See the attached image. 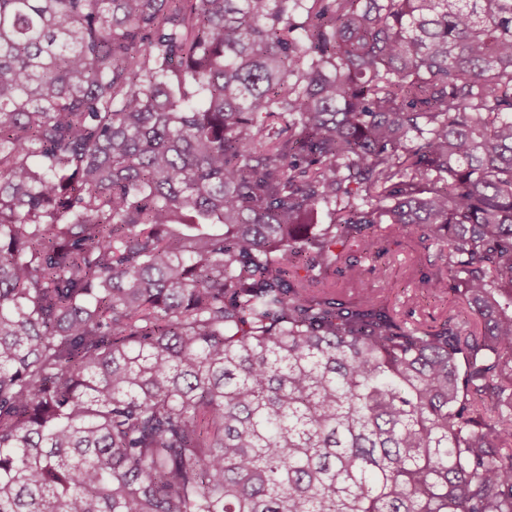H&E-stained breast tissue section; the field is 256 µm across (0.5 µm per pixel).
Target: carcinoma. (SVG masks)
<instances>
[{"instance_id": "1", "label": "carcinoma", "mask_w": 512, "mask_h": 512, "mask_svg": "<svg viewBox=\"0 0 512 512\" xmlns=\"http://www.w3.org/2000/svg\"><path fill=\"white\" fill-rule=\"evenodd\" d=\"M0 512H512V0H0ZM388 255L381 271L367 270L364 278L368 288L387 298L388 303L399 313L412 310L414 320L427 324L440 323L453 303L450 297L438 296L420 283L421 273L433 270L419 265L421 247L412 227L397 238L385 243Z\"/></svg>"}]
</instances>
